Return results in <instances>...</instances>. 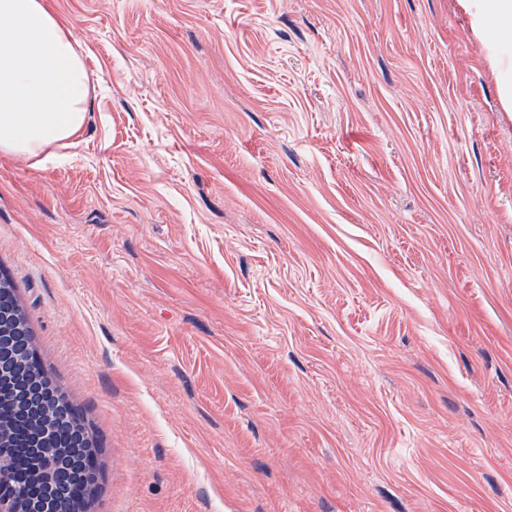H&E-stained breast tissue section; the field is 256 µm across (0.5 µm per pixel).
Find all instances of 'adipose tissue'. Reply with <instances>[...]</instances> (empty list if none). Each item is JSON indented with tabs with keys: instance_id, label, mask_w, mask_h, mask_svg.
<instances>
[{
	"instance_id": "ef3b65f1",
	"label": "adipose tissue",
	"mask_w": 512,
	"mask_h": 512,
	"mask_svg": "<svg viewBox=\"0 0 512 512\" xmlns=\"http://www.w3.org/2000/svg\"><path fill=\"white\" fill-rule=\"evenodd\" d=\"M473 36L495 45L488 64L512 68V0H461ZM91 76L72 25L47 0H0V153L35 158L83 130Z\"/></svg>"
}]
</instances>
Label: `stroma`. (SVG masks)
Listing matches in <instances>:
<instances>
[{
	"label": "stroma",
	"mask_w": 512,
	"mask_h": 512,
	"mask_svg": "<svg viewBox=\"0 0 512 512\" xmlns=\"http://www.w3.org/2000/svg\"><path fill=\"white\" fill-rule=\"evenodd\" d=\"M94 92L0 154L85 512H512V112L458 0H51Z\"/></svg>",
	"instance_id": "obj_1"
}]
</instances>
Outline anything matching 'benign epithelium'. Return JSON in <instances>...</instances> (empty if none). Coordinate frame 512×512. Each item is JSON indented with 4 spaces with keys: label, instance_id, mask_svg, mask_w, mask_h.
<instances>
[{
    "label": "benign epithelium",
    "instance_id": "7a95c632",
    "mask_svg": "<svg viewBox=\"0 0 512 512\" xmlns=\"http://www.w3.org/2000/svg\"><path fill=\"white\" fill-rule=\"evenodd\" d=\"M15 291L0 284V512H71L98 486V443L53 392Z\"/></svg>",
    "mask_w": 512,
    "mask_h": 512
}]
</instances>
